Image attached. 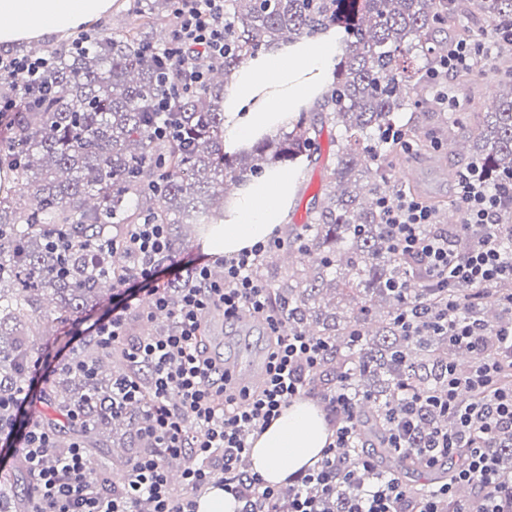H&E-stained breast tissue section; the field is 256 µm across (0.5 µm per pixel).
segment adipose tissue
I'll return each mask as SVG.
<instances>
[{
    "label": "adipose tissue",
    "instance_id": "ef3b65f1",
    "mask_svg": "<svg viewBox=\"0 0 512 512\" xmlns=\"http://www.w3.org/2000/svg\"><path fill=\"white\" fill-rule=\"evenodd\" d=\"M112 0H0V45L34 43L44 36L66 37L109 14ZM336 55V37L324 34L299 51L276 48L240 68L224 100V146L247 147L256 132L271 135L287 127L298 102L308 98L312 78H325ZM293 183L271 171L240 190L223 223L202 240L205 251L232 256L266 240L280 225ZM330 442L321 408L296 399L252 440L251 466L270 485L318 462Z\"/></svg>",
    "mask_w": 512,
    "mask_h": 512
}]
</instances>
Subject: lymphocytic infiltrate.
<instances>
[{
	"instance_id": "obj_1",
	"label": "lymphocytic infiltrate",
	"mask_w": 512,
	"mask_h": 512,
	"mask_svg": "<svg viewBox=\"0 0 512 512\" xmlns=\"http://www.w3.org/2000/svg\"><path fill=\"white\" fill-rule=\"evenodd\" d=\"M177 2L174 34L158 49L168 89L155 105L161 120L153 133L160 139L179 133L173 119L175 91L202 88L208 71L223 63L227 42L224 0ZM506 45L512 47V28L498 31L490 44L450 45L447 57L430 73L441 104L456 109L458 100L450 89L458 75L479 70ZM49 65L46 57L0 56V77L22 78L25 95L35 98L43 94L42 75ZM456 195L463 215L451 227L437 223L423 200L402 190L396 206L382 209L398 249L426 272L433 288L446 294L445 303L435 308L410 300L396 315L397 326L408 336L426 331L447 337L450 347L473 356L468 367L449 364L441 390L415 394L391 417L392 448L406 447L418 404L432 405L450 418V426L431 432L421 448L425 468L450 473L437 490L413 493L391 473L360 488L358 473L369 469L371 460L361 453L350 459L341 455L342 449L353 447L359 432L356 404L342 388L324 396L332 436L322 459L296 478L287 502H280L278 489L249 468V438L304 394L328 349L321 338L288 331L258 275L259 261L283 247V240L275 236L231 257L194 260L195 284L183 290L172 311L161 262L171 252L167 229L132 224L125 246L135 266L119 282L110 305L93 320L72 323L66 345L33 360L12 402L0 403V414L12 413L11 420L0 417V436L19 445L36 480L32 512H133L142 500L152 512H196V493L212 485L230 491L241 512H326L325 500L340 483L356 490L351 512H512V476L501 467L497 443L498 435H512V292L499 298L507 320L491 327L477 316L484 292L512 283V232L499 230L501 210L512 207V182L490 183L484 166L469 162L458 171ZM460 236L471 240L463 252L454 244ZM244 309L263 323L270 337L264 373L251 386L236 383L201 342L205 314L218 313L232 323ZM164 310L171 329L129 340L132 312L150 319ZM89 336L106 348L125 345L130 361L149 373L145 383L132 375L112 382L114 407L143 397L151 419L144 430L148 447L127 462L122 481L112 485L90 475L81 441L56 450L52 430L29 412L37 385L58 371L91 372L79 357ZM186 452L193 454L195 464L183 472L190 493L181 497L169 486L164 461ZM464 484L473 493L463 501L456 489Z\"/></svg>"
}]
</instances>
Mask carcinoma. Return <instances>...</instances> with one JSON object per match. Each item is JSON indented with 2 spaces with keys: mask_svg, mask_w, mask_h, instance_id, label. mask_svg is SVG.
<instances>
[{
  "mask_svg": "<svg viewBox=\"0 0 512 512\" xmlns=\"http://www.w3.org/2000/svg\"><path fill=\"white\" fill-rule=\"evenodd\" d=\"M476 11L498 26L512 24V0H224L232 52L203 88L179 95L181 141L153 135L151 108L164 91L153 30L174 24V0H143L124 34L100 29L67 49L32 51L55 61L44 81L51 94L21 102L0 143V167L17 182L0 200V399L24 385V368L50 338L48 326L100 309L133 267L128 254L105 241L126 224H164L177 252L185 225L224 217L228 184L314 157L318 131L308 114L317 112L339 137L326 165L328 192L310 223L285 227L286 247L302 255L298 264L281 270L266 259L259 274L288 330L335 344L312 384L324 394L343 386L358 404H371L361 411L357 450H371L373 476L421 466L413 453L387 447V415L413 391L444 385L452 348L443 336H403L394 324L401 284L425 293L431 306L438 299L382 223L380 199L392 195L393 165L404 155L383 136L408 112L402 129L417 153L429 151L420 128L427 122L448 129V138L465 148L463 157L485 165L491 180L512 177V68L488 74L498 98L485 111L470 104L466 115L439 109L427 78L448 54L446 34L476 39ZM331 29L338 41L328 89L298 105L288 131L259 133L243 155H226L224 82L215 75L227 78L272 46L294 51ZM52 238L68 244L67 255L47 246ZM193 285L190 268L167 283L170 306ZM83 357L94 364L91 373L69 370L54 378V411L82 410L77 427L46 420L56 447L69 446L76 434L109 458L115 448L140 452L144 404L112 409V378L130 371L128 364L92 338ZM440 423L433 407L419 405L411 443L423 444ZM33 490L20 461L0 489V507L22 512ZM352 499L350 487L338 486L328 497L330 512H347Z\"/></svg>",
  "mask_w": 512,
  "mask_h": 512,
  "instance_id": "carcinoma-1",
  "label": "carcinoma"
}]
</instances>
